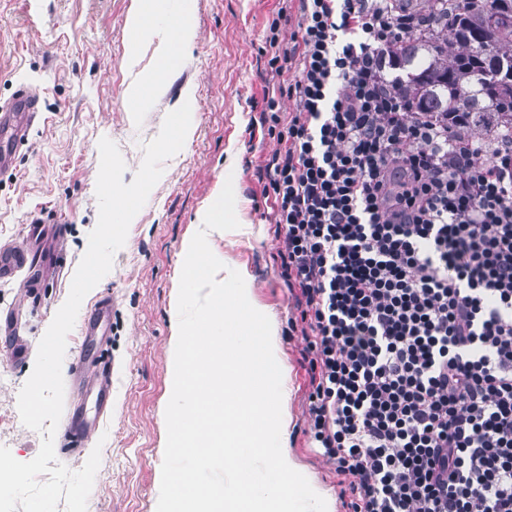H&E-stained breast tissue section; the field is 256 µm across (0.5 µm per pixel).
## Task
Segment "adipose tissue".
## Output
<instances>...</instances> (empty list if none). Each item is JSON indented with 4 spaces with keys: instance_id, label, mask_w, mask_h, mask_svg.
<instances>
[{
    "instance_id": "ef3b65f1",
    "label": "adipose tissue",
    "mask_w": 512,
    "mask_h": 512,
    "mask_svg": "<svg viewBox=\"0 0 512 512\" xmlns=\"http://www.w3.org/2000/svg\"><path fill=\"white\" fill-rule=\"evenodd\" d=\"M169 11V0H133L128 18L127 54L139 59L148 34L158 33L159 39L150 67L143 69L139 78L130 84L126 94L127 111L137 112L149 101L162 94L167 78L185 61L183 51L194 38L191 21L192 8L183 5L177 25L160 28V20Z\"/></svg>"
}]
</instances>
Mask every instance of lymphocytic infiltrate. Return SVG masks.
Returning a JSON list of instances; mask_svg holds the SVG:
<instances>
[{"label": "lymphocytic infiltrate", "instance_id": "obj_1", "mask_svg": "<svg viewBox=\"0 0 512 512\" xmlns=\"http://www.w3.org/2000/svg\"><path fill=\"white\" fill-rule=\"evenodd\" d=\"M393 5L285 0L268 26L293 109L264 98L263 217L305 421L348 512H512V146L413 111L388 71L418 20Z\"/></svg>", "mask_w": 512, "mask_h": 512}]
</instances>
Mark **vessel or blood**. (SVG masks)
<instances>
[{
	"label": "vessel or blood",
	"mask_w": 512,
	"mask_h": 512,
	"mask_svg": "<svg viewBox=\"0 0 512 512\" xmlns=\"http://www.w3.org/2000/svg\"><path fill=\"white\" fill-rule=\"evenodd\" d=\"M39 97L29 85H19L14 96L0 106V173L13 167L17 148L25 140L39 109ZM61 226L31 227L22 244L0 245V281H9L25 275L28 289H36L41 281V268L36 261L42 258L49 242L61 237ZM0 332L11 338L9 353L15 362H26L30 347L21 334L18 313L12 312L0 320ZM72 382L76 390L92 387L97 391L96 418L87 420L71 416L68 422L72 446L84 448L97 429V420L103 417L112 405V365L105 360H88L79 357L72 364Z\"/></svg>",
	"instance_id": "vessel-or-blood-1"
}]
</instances>
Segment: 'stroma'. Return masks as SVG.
I'll use <instances>...</instances> for the list:
<instances>
[{
	"instance_id": "stroma-1",
	"label": "stroma",
	"mask_w": 512,
	"mask_h": 512,
	"mask_svg": "<svg viewBox=\"0 0 512 512\" xmlns=\"http://www.w3.org/2000/svg\"><path fill=\"white\" fill-rule=\"evenodd\" d=\"M194 43L185 64L167 79L164 97L140 112L125 109L136 67L125 58L126 21L132 0H0V103L20 82L39 91L41 119L0 176V244L22 242L30 224L64 227L59 273L43 292L23 299L21 280L0 282V314L21 308L23 334L39 342L68 298L75 271L98 221L95 195L99 141L111 139L131 183L143 146L160 132L165 116L191 87L197 129L163 164V174L132 220L111 271L84 297L66 340L65 362L81 354L110 361L112 408L97 429L104 435L101 462L87 512H156L166 444L165 410L171 397L170 304L183 240L218 183L232 181L254 235L232 251L216 239L214 254L231 253L253 277L252 299L280 321L296 317L282 277L274 225L262 219L265 200L258 166L277 146L269 135L250 136L263 91L272 85L266 42L278 0H192ZM112 306L109 331L85 336L87 318L101 298ZM280 356L293 387L289 453L318 486L340 487L334 468L312 442L304 422L308 374L300 337L279 334ZM33 362L14 363L0 344V445L31 461L39 433L21 421L17 399Z\"/></svg>"
}]
</instances>
